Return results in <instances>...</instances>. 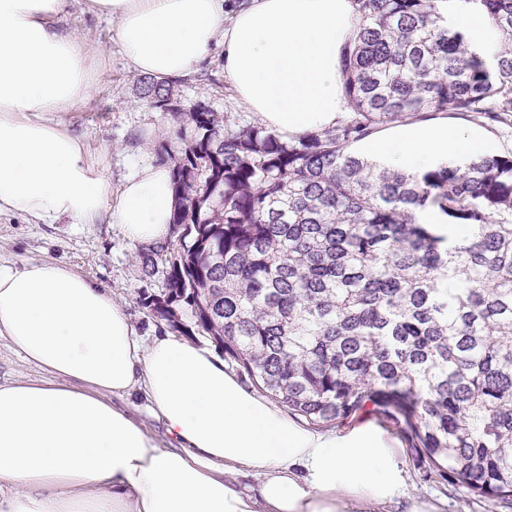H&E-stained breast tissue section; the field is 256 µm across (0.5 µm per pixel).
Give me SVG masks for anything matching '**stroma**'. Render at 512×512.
<instances>
[{
    "instance_id": "stroma-1",
    "label": "stroma",
    "mask_w": 512,
    "mask_h": 512,
    "mask_svg": "<svg viewBox=\"0 0 512 512\" xmlns=\"http://www.w3.org/2000/svg\"><path fill=\"white\" fill-rule=\"evenodd\" d=\"M57 25L101 51L98 88L92 100L68 112H58L54 121L65 124L83 142L111 191L143 164L171 165L182 148L162 112L142 101L138 73L121 56L111 18L89 12L86 0H67ZM182 105H201L231 113L236 122L252 123L253 116L236 99L224 77L222 48L191 76L175 81ZM138 246L130 244L118 228L101 219L95 224H73L62 218L47 224L10 214H0V263L45 259L71 266L86 278L111 288L144 340L170 334L167 321L153 316L139 303L141 292H160L161 278L146 279L141 270ZM371 422L394 438L400 448L406 499L430 501L437 512H508L499 502L468 494L465 488L448 484L415 449L398 426L384 414L366 409L334 424L341 432Z\"/></svg>"
}]
</instances>
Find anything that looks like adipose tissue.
<instances>
[{
    "label": "adipose tissue",
    "mask_w": 512,
    "mask_h": 512,
    "mask_svg": "<svg viewBox=\"0 0 512 512\" xmlns=\"http://www.w3.org/2000/svg\"><path fill=\"white\" fill-rule=\"evenodd\" d=\"M65 0H0V214L108 217L129 242L171 233V174L144 165L110 192L82 141L50 112L91 100L101 56L57 19ZM112 18L130 68L192 74L222 45L224 76L268 128L295 137L347 110L342 60L353 0H88ZM479 131L412 126L357 154L417 173L493 153ZM43 371L0 383V512H381L404 493L400 455L366 423L319 433L174 335L139 340L110 288L41 259L0 263V339ZM142 395L159 441L114 405Z\"/></svg>",
    "instance_id": "adipose-tissue-1"
}]
</instances>
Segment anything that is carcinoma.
Listing matches in <instances>:
<instances>
[{
    "label": "carcinoma",
    "mask_w": 512,
    "mask_h": 512,
    "mask_svg": "<svg viewBox=\"0 0 512 512\" xmlns=\"http://www.w3.org/2000/svg\"><path fill=\"white\" fill-rule=\"evenodd\" d=\"M354 2L350 111L326 130L239 126L140 79L184 148L171 235L139 252L163 289L139 302L209 336L309 424L373 405L444 480L512 502V152L407 173L351 151L437 113L508 120L512 0H464L499 33L490 53L452 27L444 0ZM436 211L469 235L434 232L423 215Z\"/></svg>",
    "instance_id": "1"
}]
</instances>
